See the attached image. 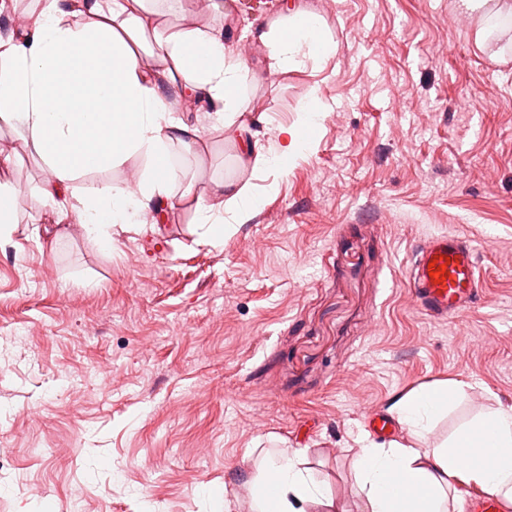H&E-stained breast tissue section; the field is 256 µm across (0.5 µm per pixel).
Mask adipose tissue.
<instances>
[{
  "instance_id": "adipose-tissue-1",
  "label": "adipose tissue",
  "mask_w": 512,
  "mask_h": 512,
  "mask_svg": "<svg viewBox=\"0 0 512 512\" xmlns=\"http://www.w3.org/2000/svg\"><path fill=\"white\" fill-rule=\"evenodd\" d=\"M249 36L268 49L264 73L243 65L223 30L210 24L158 32L148 0H42L22 30L0 28V128L15 130L23 151L50 170L41 192L55 223L78 225L106 245L114 226L160 223L176 207L170 185L178 175L164 164L166 147L199 152L209 122L231 133L255 174L311 149L293 126L260 144L256 126L264 118L240 88L328 61L337 42L322 16L304 10L288 11ZM177 101L196 104L193 119L177 116ZM135 154L147 159L135 181L82 183L87 171ZM258 204L252 183L216 185L196 207L204 239L223 240L225 224L245 223ZM452 394L443 387L400 397L391 411L422 436ZM351 475L363 498L360 512H457V483L512 508V408L482 412L452 441L432 447L357 449ZM248 490L253 512H349L292 448L260 452Z\"/></svg>"
}]
</instances>
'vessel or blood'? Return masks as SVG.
Returning <instances> with one entry per match:
<instances>
[{"instance_id":"obj_1","label":"vessel or blood","mask_w":512,"mask_h":512,"mask_svg":"<svg viewBox=\"0 0 512 512\" xmlns=\"http://www.w3.org/2000/svg\"><path fill=\"white\" fill-rule=\"evenodd\" d=\"M434 261L445 267L439 282L429 275L428 265ZM409 285L416 305L433 318L448 319L467 312L480 299L476 247L457 234L425 238L412 255Z\"/></svg>"}]
</instances>
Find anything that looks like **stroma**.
<instances>
[{
    "instance_id": "stroma-1",
    "label": "stroma",
    "mask_w": 512,
    "mask_h": 512,
    "mask_svg": "<svg viewBox=\"0 0 512 512\" xmlns=\"http://www.w3.org/2000/svg\"><path fill=\"white\" fill-rule=\"evenodd\" d=\"M198 0L159 21L209 19L252 69L245 29L286 8L321 14L324 64L243 89L261 139L296 126L312 150L251 176L222 126L168 148L173 221L113 227L111 246L56 224L47 168L0 130V181L17 191L0 237V512H250V448H296L357 512L349 451L385 439L370 412L448 381L439 443L486 408H512V18L452 25L456 0ZM327 106L301 124L311 95ZM252 180L260 203L223 242L197 198ZM190 197H183L185 188ZM458 233L483 302L436 320L414 305L409 256Z\"/></svg>"
}]
</instances>
